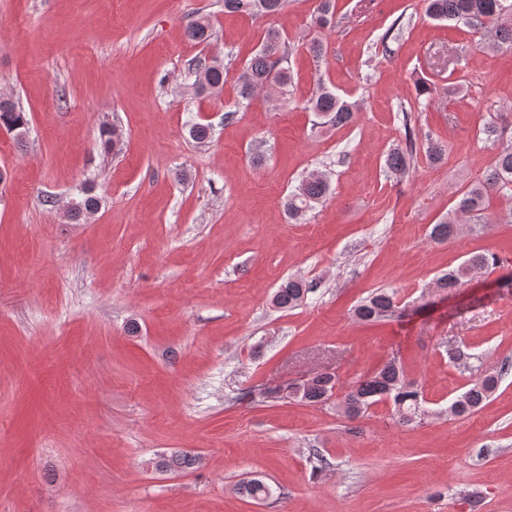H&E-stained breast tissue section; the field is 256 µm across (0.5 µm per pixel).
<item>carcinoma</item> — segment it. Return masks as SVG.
I'll list each match as a JSON object with an SVG mask.
<instances>
[{
  "mask_svg": "<svg viewBox=\"0 0 512 512\" xmlns=\"http://www.w3.org/2000/svg\"><path fill=\"white\" fill-rule=\"evenodd\" d=\"M506 0H426V15L433 20H454L467 26H484L489 29L485 46L493 51L512 50V4ZM286 6V0H224V12L247 15H277ZM314 24L319 29L336 27L335 0H317ZM190 39L198 44L211 39L212 26L208 18L200 17L187 29ZM293 48L285 41L280 31L268 30L259 49L246 62L235 78L238 101H249L267 89L278 90L284 100H289L293 77L287 66ZM195 73V91L200 94L217 95L224 90L228 70L223 64H216L205 58L192 62ZM306 109L313 112L325 123L336 127L350 124L358 111L357 105L331 90L323 80L316 82V88L306 102ZM0 125L23 138L27 133L28 122L25 113L10 99H0ZM190 138L203 144L211 138V126L195 121L189 128ZM120 138L116 130L108 127L100 129V148L103 154L119 152ZM417 150V143L411 135H406L405 146L392 149L386 158V167L394 175L406 172L409 161ZM331 193L329 180L321 173H311L303 177L288 194L284 208L288 218L298 221L323 203ZM512 196V147L500 150L494 157L485 179L469 185L458 201L454 214L448 220L436 224L431 231L435 241H444L455 233L458 214L478 212L485 208L490 195ZM99 207V197L93 188L84 189L83 196L69 209V216L79 218L95 212ZM499 263L497 256L475 253L462 265L448 271L436 280L440 289L460 288L465 278L474 269H485ZM311 292L310 285L303 280L290 277L283 280L273 295V303L282 309H292ZM400 311L395 294L377 291L366 297L354 310L355 316L367 323L386 320ZM344 389L339 407L349 418L366 413L379 402L390 400L404 422L422 419L426 411L422 387L407 378L403 365L397 359L387 361L375 372L361 377L347 386L339 383L336 375L323 373L297 386L288 395L303 402L321 404L333 397L335 391ZM497 388V380L486 376L471 384L452 402L449 411L454 416H467L488 400ZM200 462V457L184 453L171 459H160L155 467L169 471L191 468ZM238 492L251 499H265L270 496L269 486L260 479L241 483Z\"/></svg>",
  "mask_w": 512,
  "mask_h": 512,
  "instance_id": "obj_1",
  "label": "carcinoma"
}]
</instances>
